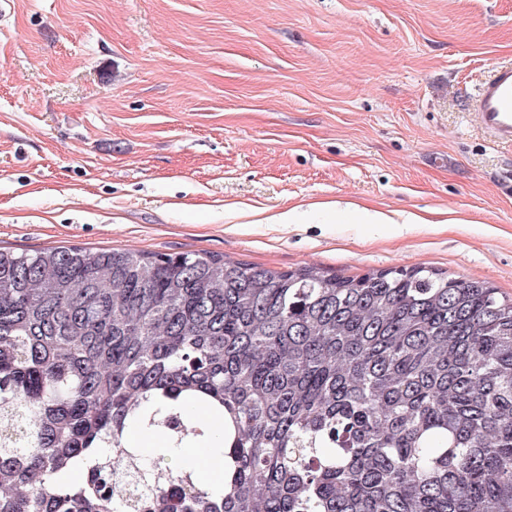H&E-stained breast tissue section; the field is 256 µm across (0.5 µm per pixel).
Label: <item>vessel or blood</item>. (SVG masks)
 <instances>
[{
    "label": "vessel or blood",
    "mask_w": 512,
    "mask_h": 512,
    "mask_svg": "<svg viewBox=\"0 0 512 512\" xmlns=\"http://www.w3.org/2000/svg\"><path fill=\"white\" fill-rule=\"evenodd\" d=\"M485 135L494 143L512 145V65L496 66L467 102Z\"/></svg>",
    "instance_id": "obj_1"
}]
</instances>
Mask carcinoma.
Returning <instances> with one entry per match:
<instances>
[{
    "label": "carcinoma",
    "mask_w": 512,
    "mask_h": 512,
    "mask_svg": "<svg viewBox=\"0 0 512 512\" xmlns=\"http://www.w3.org/2000/svg\"><path fill=\"white\" fill-rule=\"evenodd\" d=\"M134 427L223 449L228 491ZM0 512H512V300L422 267L0 248Z\"/></svg>",
    "instance_id": "cac0c4a2"
}]
</instances>
